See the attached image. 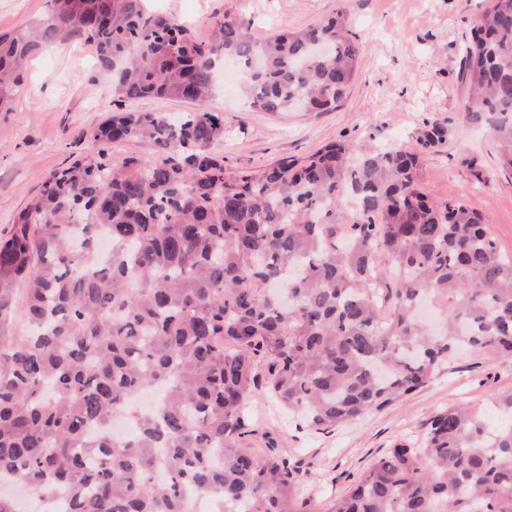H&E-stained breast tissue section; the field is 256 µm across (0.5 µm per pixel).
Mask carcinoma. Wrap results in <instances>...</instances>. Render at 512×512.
Here are the masks:
<instances>
[{
  "label": "carcinoma",
  "instance_id": "carcinoma-1",
  "mask_svg": "<svg viewBox=\"0 0 512 512\" xmlns=\"http://www.w3.org/2000/svg\"><path fill=\"white\" fill-rule=\"evenodd\" d=\"M84 39L120 100L194 103L114 112L86 136L148 140L162 157L56 171L0 236V473L67 512H300L288 462L243 440L264 392L332 431L426 386L462 348L512 361V257L459 198L430 199L420 151L338 142L260 170L224 165L209 110L224 58L261 112H329L360 59L342 12L257 41L226 9L198 41L143 0H52L0 34V112L27 60ZM466 118L489 125L512 175V0H491L465 47ZM434 121L424 148L443 141ZM23 287L27 328L10 335ZM160 390L143 412L138 393ZM508 424L466 406L400 442L324 512H512ZM134 107L141 112H189L195 107L189 103L172 98H143Z\"/></svg>",
  "mask_w": 512,
  "mask_h": 512
}]
</instances>
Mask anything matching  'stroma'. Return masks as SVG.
Here are the masks:
<instances>
[{"label": "stroma", "mask_w": 512, "mask_h": 512, "mask_svg": "<svg viewBox=\"0 0 512 512\" xmlns=\"http://www.w3.org/2000/svg\"><path fill=\"white\" fill-rule=\"evenodd\" d=\"M489 0H147L207 40L211 21L224 10L248 25L254 38L281 26L304 29L346 12L361 46L356 76L331 112H259L235 92L217 89L209 106L224 115L218 149L225 165L241 170L303 158L321 145L401 143L416 148L424 124L446 123V140L426 153L421 185L438 201L464 198L487 217L500 250L512 255V176L498 170L495 149L480 124L466 119L462 80L470 28ZM48 0H0V32L46 18ZM123 102L112 91L91 46L52 44L34 55L0 112V232L8 233L56 170L95 156L87 133ZM474 159L461 165L462 155ZM512 393V361L463 352L426 387L379 412L344 423L333 432L298 428L288 409L257 396L248 409L246 441L257 451L277 448L298 479L305 512H321L388 448L423 435L430 419L457 404L489 410Z\"/></svg>", "instance_id": "35a3bbf8"}]
</instances>
